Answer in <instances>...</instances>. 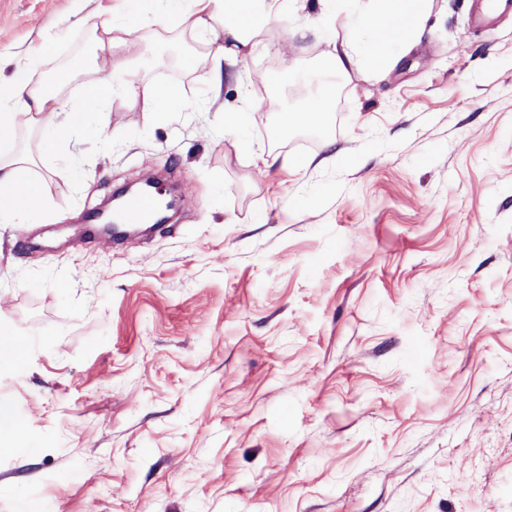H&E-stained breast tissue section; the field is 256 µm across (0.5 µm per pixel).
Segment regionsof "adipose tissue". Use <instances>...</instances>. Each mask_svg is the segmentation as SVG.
I'll list each match as a JSON object with an SVG mask.
<instances>
[{"mask_svg":"<svg viewBox=\"0 0 512 512\" xmlns=\"http://www.w3.org/2000/svg\"><path fill=\"white\" fill-rule=\"evenodd\" d=\"M166 12L177 15L181 24L197 34L224 32L223 44L212 52L215 62L235 60L253 52L255 34L272 15L263 9L262 0H162ZM322 14L328 19L326 34L333 39L334 80L325 82L315 102L288 112L289 125L304 126L321 120L326 103L334 98L335 79L358 70L376 72L412 46L420 36L422 24L431 9V0H318ZM372 30L371 43H363L360 33ZM41 63L40 55L28 57L9 84L0 86V223H24L32 208L38 207L43 195L37 182L20 177L21 158L16 154L17 114L10 112L12 103H20L28 125L59 137L82 128L88 112L101 107L111 96L121 94L142 101L151 111L161 112L173 93L132 79L115 78L116 70L125 62L110 57L105 67H94L92 76L83 84L84 99L80 107H68L60 88H31L29 72ZM30 196L28 205L12 203L14 194Z\"/></svg>","mask_w":512,"mask_h":512,"instance_id":"1","label":"adipose tissue"}]
</instances>
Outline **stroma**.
Returning <instances> with one entry per match:
<instances>
[{"mask_svg":"<svg viewBox=\"0 0 512 512\" xmlns=\"http://www.w3.org/2000/svg\"><path fill=\"white\" fill-rule=\"evenodd\" d=\"M264 7L215 95L206 38L160 0H0L1 81L99 52L107 22L139 81L198 103L18 129L45 205L0 224V327L28 341L0 373V512H512V15L479 31L471 0H432L412 49L340 78V116L284 148L264 102H312L333 48L306 0ZM151 170L181 223L81 243Z\"/></svg>","mask_w":512,"mask_h":512,"instance_id":"obj_1","label":"stroma"}]
</instances>
